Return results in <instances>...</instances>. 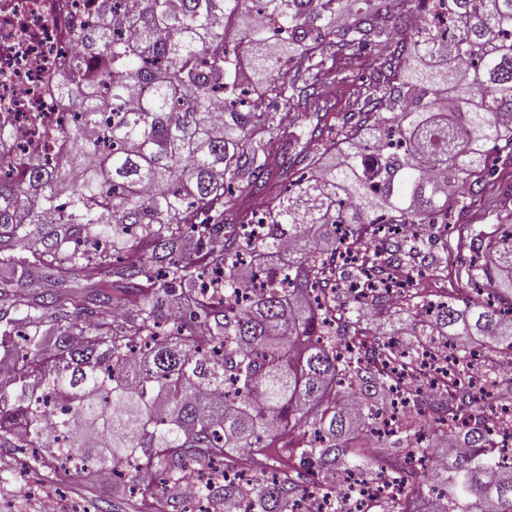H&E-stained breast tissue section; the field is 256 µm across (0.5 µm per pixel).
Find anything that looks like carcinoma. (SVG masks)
Wrapping results in <instances>:
<instances>
[{"mask_svg":"<svg viewBox=\"0 0 512 512\" xmlns=\"http://www.w3.org/2000/svg\"><path fill=\"white\" fill-rule=\"evenodd\" d=\"M100 22L75 35L67 87L82 112L61 138L70 166L37 156L0 178V445L37 448L111 469L132 456L157 473L142 501L160 512L161 484L224 464L265 440L297 474L336 494L389 468L405 499L367 512H512V465L477 413L474 374L512 355V224L459 230L477 253L464 268L489 300L417 288L391 302L377 284L421 255L398 228L451 218L470 178L490 173L486 142L512 154V0H446L454 30L411 31L425 0L385 18L361 0H98ZM282 34L270 48L253 15ZM339 15L346 27L334 29ZM384 46L382 62L341 117L332 166L284 141L282 177L302 175L252 213L259 238L236 232L239 199L267 188L269 139L284 115L323 139L318 88L325 56ZM288 69H283V66ZM465 136L458 137V129ZM395 135L402 151L384 149ZM252 289L241 303L237 294ZM412 314L414 347L359 329L372 313ZM87 314L86 320L81 314ZM373 340L354 346L352 336ZM451 351L449 396L428 403L414 376L436 345ZM68 403L39 404L45 389ZM432 415L438 468L411 463ZM391 416L385 434L374 419ZM221 512H315L309 488L256 470L246 485L197 488Z\"/></svg>","mask_w":512,"mask_h":512,"instance_id":"obj_1","label":"carcinoma"}]
</instances>
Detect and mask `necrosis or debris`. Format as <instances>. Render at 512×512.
I'll list each match as a JSON object with an SVG mask.
<instances>
[{
	"mask_svg": "<svg viewBox=\"0 0 512 512\" xmlns=\"http://www.w3.org/2000/svg\"><path fill=\"white\" fill-rule=\"evenodd\" d=\"M95 19L93 0H0V123L17 133L0 160L33 154L66 162L59 140L80 104L66 91L62 62L76 30Z\"/></svg>",
	"mask_w": 512,
	"mask_h": 512,
	"instance_id": "obj_1",
	"label": "necrosis or debris"
}]
</instances>
